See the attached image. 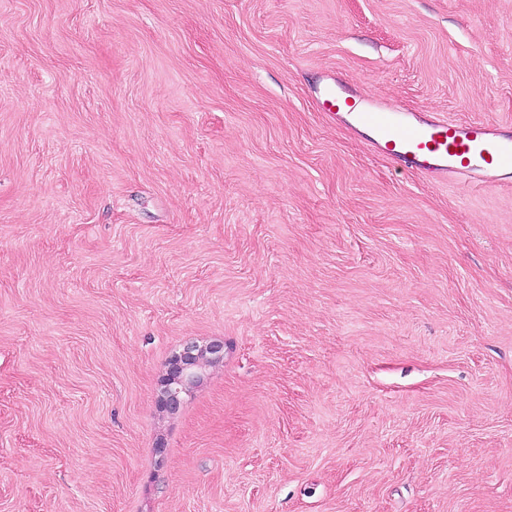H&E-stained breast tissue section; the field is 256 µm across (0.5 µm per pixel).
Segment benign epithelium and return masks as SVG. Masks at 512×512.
<instances>
[{
	"instance_id": "obj_1",
	"label": "benign epithelium",
	"mask_w": 512,
	"mask_h": 512,
	"mask_svg": "<svg viewBox=\"0 0 512 512\" xmlns=\"http://www.w3.org/2000/svg\"><path fill=\"white\" fill-rule=\"evenodd\" d=\"M223 358L224 344L221 342L192 343L173 354L161 381L160 409L170 415L175 414L185 396L204 382L207 370Z\"/></svg>"
}]
</instances>
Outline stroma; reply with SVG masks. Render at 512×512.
Instances as JSON below:
<instances>
[{
    "instance_id": "1",
    "label": "stroma",
    "mask_w": 512,
    "mask_h": 512,
    "mask_svg": "<svg viewBox=\"0 0 512 512\" xmlns=\"http://www.w3.org/2000/svg\"><path fill=\"white\" fill-rule=\"evenodd\" d=\"M336 75L512 126V0H0V512H512V185ZM314 95L322 112L351 129L370 132V146L403 169L483 185L512 183V126L432 113L398 112L339 80L319 82ZM223 358L222 342H210L205 345L192 343L173 354L161 381L160 409L167 414H175L185 396L204 382L207 370L216 366Z\"/></svg>"
}]
</instances>
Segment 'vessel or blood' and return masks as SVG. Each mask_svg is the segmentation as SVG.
I'll use <instances>...</instances> for the list:
<instances>
[{"mask_svg":"<svg viewBox=\"0 0 512 512\" xmlns=\"http://www.w3.org/2000/svg\"><path fill=\"white\" fill-rule=\"evenodd\" d=\"M314 95L321 111L369 131L371 147L403 169L483 185L512 183V126L400 112L336 79L319 82Z\"/></svg>","mask_w":512,"mask_h":512,"instance_id":"obj_1","label":"vessel or blood"}]
</instances>
